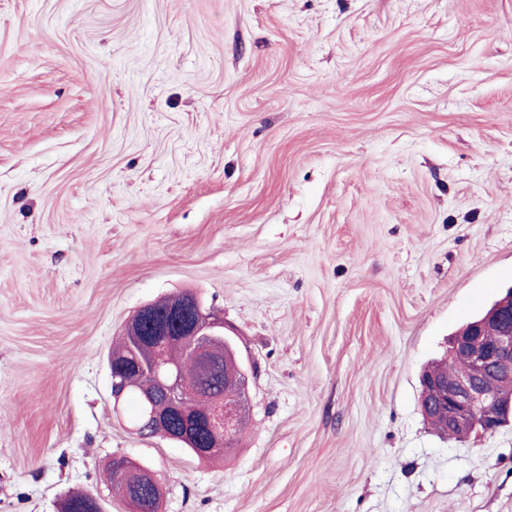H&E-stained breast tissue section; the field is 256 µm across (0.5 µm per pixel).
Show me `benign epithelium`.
Wrapping results in <instances>:
<instances>
[{"mask_svg": "<svg viewBox=\"0 0 512 512\" xmlns=\"http://www.w3.org/2000/svg\"><path fill=\"white\" fill-rule=\"evenodd\" d=\"M182 297V302L165 317L157 316L149 304L142 306L125 326L123 335L128 341L138 343L144 334L166 338L175 333L178 341L189 343L199 357L219 365H234L242 389L248 390V374L234 339L224 332V319L204 310L193 293L185 292ZM491 323L498 330L489 339L487 328ZM164 347L165 343L159 344L149 366L136 357L129 358L126 377L113 383L115 401L121 400L127 386L135 382L141 371L149 369L160 381L162 390L142 394L143 418L134 431L148 429L170 441L189 444L203 459L224 453L227 434L244 423L242 410L218 397L204 413L192 411L194 388L179 376ZM448 356L462 363L464 369L450 379L422 374L424 418L429 421L434 413L444 416L451 438L456 432L463 438L471 434H493L511 424L512 289L450 337ZM176 415L181 422L175 428L172 420ZM112 470L122 483L120 495L133 507V512H156L160 487H155L153 497L147 501L140 496L141 486L154 482L145 469L129 457L115 456Z\"/></svg>", "mask_w": 512, "mask_h": 512, "instance_id": "obj_1", "label": "benign epithelium"}]
</instances>
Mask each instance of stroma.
I'll use <instances>...</instances> for the list:
<instances>
[{
  "mask_svg": "<svg viewBox=\"0 0 512 512\" xmlns=\"http://www.w3.org/2000/svg\"><path fill=\"white\" fill-rule=\"evenodd\" d=\"M512 287V0H0V512H512V425L420 375ZM193 292L249 375L236 448L130 429L107 354ZM112 470L116 478L122 483L120 495L127 504L133 507V511H158L157 506L161 497L160 487L145 469L129 457L115 456L112 458V466L111 462L108 465L109 480L112 479L113 482ZM146 481H149L154 486L155 492L153 497L145 502L140 496V488ZM152 501L155 502L154 505H152Z\"/></svg>",
  "mask_w": 512,
  "mask_h": 512,
  "instance_id": "1",
  "label": "stroma"
}]
</instances>
